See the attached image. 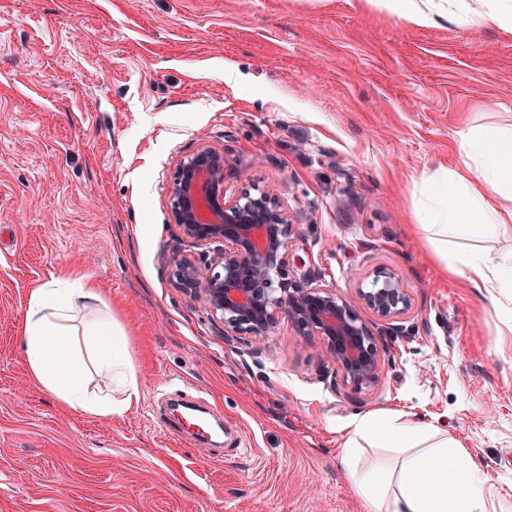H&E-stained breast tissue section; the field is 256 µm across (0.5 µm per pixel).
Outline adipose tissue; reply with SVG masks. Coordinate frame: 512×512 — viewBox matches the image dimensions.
I'll return each instance as SVG.
<instances>
[{"label": "adipose tissue", "mask_w": 512, "mask_h": 512, "mask_svg": "<svg viewBox=\"0 0 512 512\" xmlns=\"http://www.w3.org/2000/svg\"><path fill=\"white\" fill-rule=\"evenodd\" d=\"M361 9L405 26H432L440 14L512 34V0H359ZM420 227L450 273L478 288H512V255L492 260L478 242L512 236V125L482 124L461 133L453 167L422 179ZM21 350L32 381L62 406L96 417L129 411L140 383L126 327L100 289L82 279L34 288L24 313ZM396 454L395 464L358 467L360 440ZM342 461L365 512H483L478 465L447 432L407 414L371 413L354 426Z\"/></svg>", "instance_id": "1"}]
</instances>
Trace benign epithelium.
<instances>
[{
    "label": "benign epithelium",
    "mask_w": 512,
    "mask_h": 512,
    "mask_svg": "<svg viewBox=\"0 0 512 512\" xmlns=\"http://www.w3.org/2000/svg\"><path fill=\"white\" fill-rule=\"evenodd\" d=\"M171 218L183 237L207 253L199 262L174 252L166 257L174 286L200 304L224 327V340L242 336L263 343L281 316L299 337L317 336L324 361L357 391L376 384L384 336H402L396 319L412 309L404 282L378 268L367 288L354 298L322 283L308 268L296 276L289 269L294 227L303 211L290 208L268 189L224 187V154L203 144L180 157L167 187ZM367 309L384 321L368 324Z\"/></svg>",
    "instance_id": "7a95c632"
}]
</instances>
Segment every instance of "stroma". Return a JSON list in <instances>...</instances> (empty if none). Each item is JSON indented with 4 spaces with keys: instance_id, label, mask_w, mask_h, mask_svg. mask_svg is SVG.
<instances>
[{
    "instance_id": "1",
    "label": "stroma",
    "mask_w": 512,
    "mask_h": 512,
    "mask_svg": "<svg viewBox=\"0 0 512 512\" xmlns=\"http://www.w3.org/2000/svg\"><path fill=\"white\" fill-rule=\"evenodd\" d=\"M512 124V36L410 28L358 0H0V512H364L342 449L404 412L478 463L485 512H512V289L451 277L416 187L458 134ZM208 144L228 193L305 209L291 269L355 295L407 285L405 333L355 391L280 319L227 345L162 255L191 246L166 186ZM78 275L127 328L129 412L60 406L20 352L29 291Z\"/></svg>"
}]
</instances>
